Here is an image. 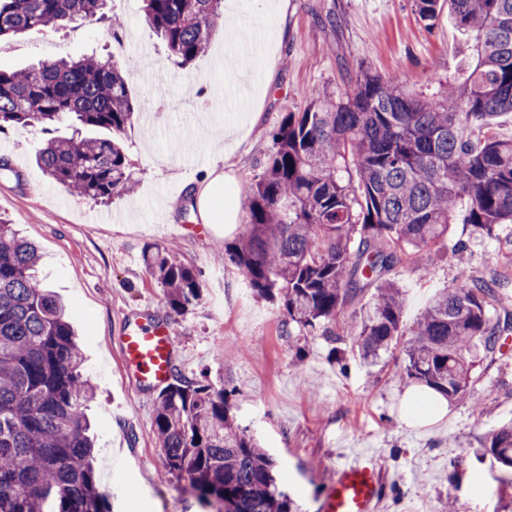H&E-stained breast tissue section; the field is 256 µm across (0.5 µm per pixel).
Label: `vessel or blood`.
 Returning <instances> with one entry per match:
<instances>
[{"instance_id": "vessel-or-blood-1", "label": "vessel or blood", "mask_w": 512, "mask_h": 512, "mask_svg": "<svg viewBox=\"0 0 512 512\" xmlns=\"http://www.w3.org/2000/svg\"><path fill=\"white\" fill-rule=\"evenodd\" d=\"M173 328L162 319L129 317L119 336L123 379L135 393L166 386L173 375ZM386 494L375 456L356 454L339 463L317 500V512H378Z\"/></svg>"}]
</instances>
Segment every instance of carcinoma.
<instances>
[{
  "instance_id": "obj_1",
  "label": "carcinoma",
  "mask_w": 512,
  "mask_h": 512,
  "mask_svg": "<svg viewBox=\"0 0 512 512\" xmlns=\"http://www.w3.org/2000/svg\"><path fill=\"white\" fill-rule=\"evenodd\" d=\"M106 0H0V40L78 19H101ZM145 21L178 67L202 56L223 0H142ZM425 26L443 11L471 37L465 77L413 93L359 65L338 94H309L285 113L273 146L244 189L249 224L224 244L260 297L281 304L296 358L300 341L338 340L337 316L373 290L356 333L357 353L377 359L402 335L401 263L448 237L451 225L493 237L512 224V138L495 119L512 112V0H414ZM124 68L110 56L61 58L0 70V131L39 126L46 175L70 194L110 201L133 185L121 144L140 112ZM66 124L71 133L59 134ZM30 240L0 219V512H108L93 465L84 410L93 390L63 303L38 279ZM151 271L174 313L202 286L172 250ZM512 288V273L464 279L438 293L410 332L403 374L456 399L499 323L488 299ZM154 426L168 471L216 512H296L277 461L235 424L226 390L175 374L158 393ZM512 473V422L483 444Z\"/></svg>"
}]
</instances>
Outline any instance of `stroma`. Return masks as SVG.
I'll return each instance as SVG.
<instances>
[{
	"instance_id": "35a3bbf8",
	"label": "stroma",
	"mask_w": 512,
	"mask_h": 512,
	"mask_svg": "<svg viewBox=\"0 0 512 512\" xmlns=\"http://www.w3.org/2000/svg\"><path fill=\"white\" fill-rule=\"evenodd\" d=\"M271 0H235L224 14L207 52L186 69L173 65L164 44L146 24L141 0L116 6L106 16L126 23L129 88L149 107L158 96L180 109L145 126L135 119L123 143L137 180L133 193L100 203L70 195L35 162L44 141L40 128L14 126L0 134L12 171H0V217L36 241L42 279L66 304L81 336L84 373L95 391L88 416L97 437L96 475L110 512H211L187 483L169 474L155 440L156 392L135 394L122 377L118 337L128 315L151 310L174 328L176 368L189 379L206 377L233 391L240 427L280 464L279 480L299 512H316V501L337 462L368 451L379 455L388 492L381 512H444L455 497L461 512H512V486L502 467L479 448L502 422L512 419V329L497 349L477 362L471 395L449 401L448 410L414 413L405 392L400 345L375 362L354 353L350 322L359 303L336 322L338 343L310 340L303 359L283 332L279 303L260 298L244 274L219 260L217 251L238 239L248 224L239 210L232 231L201 223L190 200L212 166L226 175L230 196H241L272 147L284 113L302 111L312 90L343 89L360 62L408 88L431 94L441 79L458 78L465 38L440 18L433 29L418 19L413 0H288L278 18ZM245 18L255 34L250 54L255 87L242 107L225 104L224 73L215 62L237 56L241 46L225 29ZM108 26L76 21L12 40L0 69L57 57L110 54ZM200 95L191 97L187 85ZM222 123L252 120L241 141L211 147L215 133L198 135L194 114ZM118 211L119 224L101 222ZM467 224L452 225L447 240L423 252L414 264L391 273L403 291L404 327H411L433 296L466 278L491 279L512 253V224L492 238H473ZM467 241L470 257L457 263L453 248ZM173 249L202 283V296L183 313L172 312L148 257Z\"/></svg>"
}]
</instances>
